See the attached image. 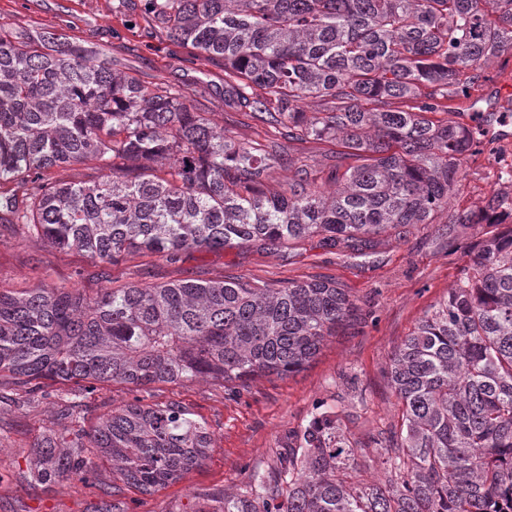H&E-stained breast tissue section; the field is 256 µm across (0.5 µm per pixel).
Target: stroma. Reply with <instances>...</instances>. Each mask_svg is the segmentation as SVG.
<instances>
[{
  "mask_svg": "<svg viewBox=\"0 0 512 512\" xmlns=\"http://www.w3.org/2000/svg\"><path fill=\"white\" fill-rule=\"evenodd\" d=\"M140 4L141 0H0V30L25 40L49 32L64 35L145 85L182 89L194 110L207 113L236 141L266 142L268 128L225 106L223 63L169 40L142 18ZM508 83L512 56L498 58L484 69L475 100L454 102L451 118L464 124L477 110L485 112L484 150L463 165L457 205L480 208L501 187L498 174L512 159V125L499 123L502 112L512 110V93L499 92ZM484 230L481 224L452 230L444 224H417L403 235L387 237L373 255L357 259L337 255L312 239L292 248L256 244L190 251L175 261L135 252L106 265L81 252L57 249L15 225L0 224V289L17 291L48 283L92 294L131 283L243 278L275 287L323 280L347 291L356 305L354 315L291 376L257 377L237 390L199 383L156 384L140 394L132 386L113 385L89 398V425L96 415L137 396L149 404L183 402L207 421L213 442L200 468L154 493L127 490L121 496L128 512H193L199 493H241L256 478L268 475L289 435L324 411L335 413L356 450L362 476H380L378 441L398 428L402 415L390 384L391 355L447 296L465 263L464 249ZM57 429L52 401L30 410H0V512H99L98 488L61 479L32 489L17 480L36 443Z\"/></svg>",
  "mask_w": 512,
  "mask_h": 512,
  "instance_id": "1",
  "label": "stroma"
}]
</instances>
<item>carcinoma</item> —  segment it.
I'll return each instance as SVG.
<instances>
[{"mask_svg": "<svg viewBox=\"0 0 512 512\" xmlns=\"http://www.w3.org/2000/svg\"><path fill=\"white\" fill-rule=\"evenodd\" d=\"M176 42L224 62V104L275 135L344 148L333 187L265 144L235 142L187 95L145 86L56 34H0V224L105 264L131 252L190 251L314 236L362 257L385 236L446 215L491 230L464 252L448 296L394 351L404 410L382 446L384 474L359 479L329 413L245 495H207L198 512H512V170L478 210L451 208L482 132L431 115L471 97L483 67L512 55V0H145ZM308 98L323 112H306ZM90 158L77 180L54 178ZM351 163L344 164L345 160ZM288 167V190L263 189ZM354 311L328 281L277 287L223 280L0 291V388L23 407L57 396L66 442L44 436L20 481L112 482L151 494L200 467L207 423L180 402L139 397L80 425L105 385L246 383L287 376ZM65 390H46L47 382Z\"/></svg>", "mask_w": 512, "mask_h": 512, "instance_id": "cac0c4a2", "label": "carcinoma"}]
</instances>
